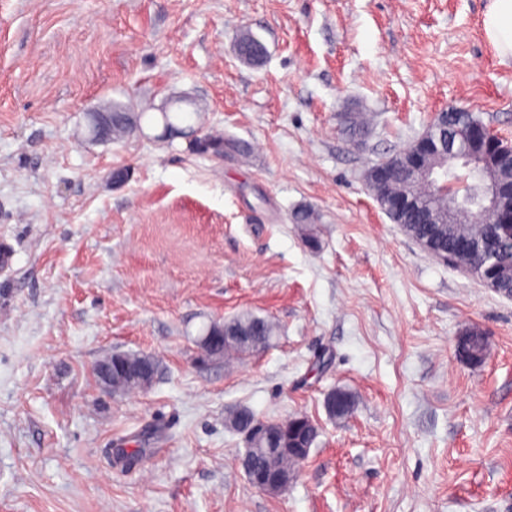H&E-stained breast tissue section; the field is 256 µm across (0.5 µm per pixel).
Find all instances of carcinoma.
Listing matches in <instances>:
<instances>
[{"label":"carcinoma","mask_w":512,"mask_h":512,"mask_svg":"<svg viewBox=\"0 0 512 512\" xmlns=\"http://www.w3.org/2000/svg\"><path fill=\"white\" fill-rule=\"evenodd\" d=\"M238 54L252 62L262 59L263 47L248 32L241 33L236 40ZM198 115L200 109L196 101L177 97L170 100L167 111L161 113L163 129L167 136L181 134L184 128L179 122L185 119L186 109ZM112 122L106 128H101L97 122H91L89 134L94 141L120 140L128 137L142 127L143 112H131L127 107L114 102L111 106ZM448 140L455 146L456 151L464 155L468 152L479 154L490 166L496 177L504 185H512V167L503 164L498 158V146L502 137L495 133L481 117L472 112H454L448 124ZM222 136L205 135L202 139L191 142L193 151L211 154L217 158L224 156ZM382 190L390 200L407 199L411 207L404 214L403 229L413 239L429 237L436 246L450 254L457 248V241L470 239L481 244L480 249L472 254L459 257L467 265L473 266L474 276L482 280L490 277L492 285L500 289V293L512 290V224H488L470 213L456 220L441 219L442 212L448 208V200L430 193L425 188H419L418 182L408 176L400 165L389 171L388 177L382 183ZM312 214L308 210L296 213L295 221L304 225L303 236L312 247L318 245V239L311 226ZM221 332L225 336H253L265 342L274 336L272 323L264 318L250 313H242L224 323H211L202 331L200 345L210 357L246 354L248 347L228 343L220 351L211 347L207 337ZM459 354L472 365H481L488 356V342L485 333L478 328L465 331L458 345ZM131 370L142 368L155 372L156 363L149 354L133 355L126 361ZM354 409L352 396L339 390L331 397L330 412L337 418L350 415ZM308 429L316 430L309 419L305 424H293L291 420H269L264 422L262 432L253 440L257 448L255 461L259 468L285 473L297 464V456L288 452L294 447L293 433Z\"/></svg>","instance_id":"cac0c4a2"}]
</instances>
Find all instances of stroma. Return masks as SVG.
<instances>
[{
    "instance_id": "35a3bbf8",
    "label": "stroma",
    "mask_w": 512,
    "mask_h": 512,
    "mask_svg": "<svg viewBox=\"0 0 512 512\" xmlns=\"http://www.w3.org/2000/svg\"><path fill=\"white\" fill-rule=\"evenodd\" d=\"M489 4L0 0V512H512V298L427 253L366 181L453 107L512 142ZM178 94L247 154L163 138ZM110 101L146 109L142 132L87 140ZM244 312L271 343L206 359L204 326ZM115 352L153 355V384L105 392ZM334 389L350 416L328 415ZM237 407L315 423L284 491L249 483ZM485 333L477 328L466 330L458 345L459 354L472 365H482L488 356ZM119 354H111L108 357L100 360L95 367V371L98 377V381L102 389L106 392H112V385L120 392L123 391L126 376L125 375H113L112 367L121 368V360Z\"/></svg>"
}]
</instances>
